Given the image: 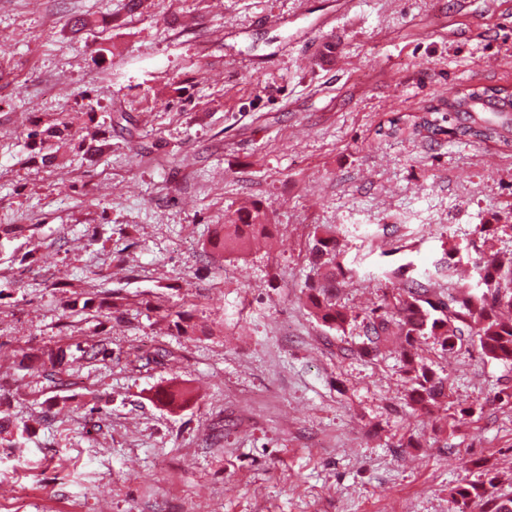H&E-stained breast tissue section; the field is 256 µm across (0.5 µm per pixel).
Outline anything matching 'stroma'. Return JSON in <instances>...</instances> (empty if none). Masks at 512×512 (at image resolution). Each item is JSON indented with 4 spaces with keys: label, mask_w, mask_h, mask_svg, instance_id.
I'll list each match as a JSON object with an SVG mask.
<instances>
[{
    "label": "stroma",
    "mask_w": 512,
    "mask_h": 512,
    "mask_svg": "<svg viewBox=\"0 0 512 512\" xmlns=\"http://www.w3.org/2000/svg\"><path fill=\"white\" fill-rule=\"evenodd\" d=\"M474 84L512 89V0H0L9 512H451L488 472L512 494V364L421 339L448 404L415 409L395 342L355 355L361 321L304 295L318 229L360 313L487 220L512 251V146L418 125ZM243 208L266 235L212 248Z\"/></svg>",
    "instance_id": "35a3bbf8"
}]
</instances>
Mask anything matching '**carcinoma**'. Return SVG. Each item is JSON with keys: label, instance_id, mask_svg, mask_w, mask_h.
I'll return each mask as SVG.
<instances>
[{"label": "carcinoma", "instance_id": "obj_1", "mask_svg": "<svg viewBox=\"0 0 512 512\" xmlns=\"http://www.w3.org/2000/svg\"><path fill=\"white\" fill-rule=\"evenodd\" d=\"M419 126L433 135H448L469 144H512V112H426ZM253 221L224 225V248L233 249L244 229L258 226ZM477 282L454 293L431 291L432 281L452 272L461 248L443 252L434 264V272L420 279L413 263L400 265L395 273L401 283L390 300L364 313L354 315L336 298L338 288L355 276V270L341 261L343 250L336 236H315L311 257L324 269L321 279L307 285V302L313 315L323 325L340 330L357 319L364 328L360 351L377 355L391 336L404 338L400 349L405 374L410 381L408 400L414 406L435 407L446 397L445 380L440 378L414 352L420 336H432L448 355L462 346L467 336L477 337L482 353L491 359L512 364V253L486 251L471 244ZM496 477L484 473V480L456 487L452 492L456 512H466L469 504L479 501L481 512H512V497L494 492Z\"/></svg>", "mask_w": 512, "mask_h": 512}]
</instances>
